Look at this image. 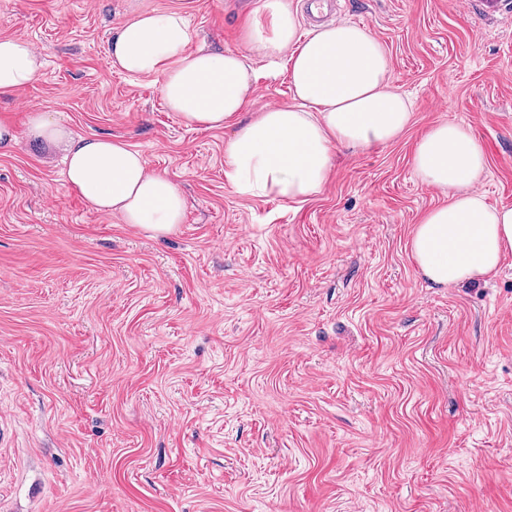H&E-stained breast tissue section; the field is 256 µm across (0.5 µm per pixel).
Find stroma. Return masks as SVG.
I'll use <instances>...</instances> for the list:
<instances>
[{"instance_id": "obj_1", "label": "stroma", "mask_w": 512, "mask_h": 512, "mask_svg": "<svg viewBox=\"0 0 512 512\" xmlns=\"http://www.w3.org/2000/svg\"><path fill=\"white\" fill-rule=\"evenodd\" d=\"M260 5L0 0V38L44 60L0 98V512H512V257L430 288L410 248L444 201L412 165L437 123L471 129L478 192L512 207V0H339L413 118L301 201L234 192L232 128L186 127L160 76L106 60L132 12L239 51ZM247 58L251 111L293 105L286 60ZM34 111L139 151L182 224L155 238L91 209L28 140Z\"/></svg>"}]
</instances>
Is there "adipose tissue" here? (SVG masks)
Instances as JSON below:
<instances>
[{
    "label": "adipose tissue",
    "instance_id": "1",
    "mask_svg": "<svg viewBox=\"0 0 512 512\" xmlns=\"http://www.w3.org/2000/svg\"><path fill=\"white\" fill-rule=\"evenodd\" d=\"M243 40L269 59L287 58L297 105L246 117L255 74L244 53L189 50L188 25L176 12L131 16L107 50L112 69L161 75L165 105L186 126H234L224 146V178L238 194L305 199L322 189L340 150L388 144L408 127L411 103L391 89L387 54L364 28L332 22L302 36L291 0H262ZM43 66L26 40L0 38V97L35 82ZM27 134L40 147L60 150L67 183L95 211L120 214L156 237L181 224V189L148 171L125 141L76 134L44 112L29 116ZM412 164L422 185L447 198L414 227L410 248L419 274L436 288L494 274L512 257V207L489 206L477 191L486 156L473 132L454 122L434 125L418 140Z\"/></svg>",
    "mask_w": 512,
    "mask_h": 512
}]
</instances>
